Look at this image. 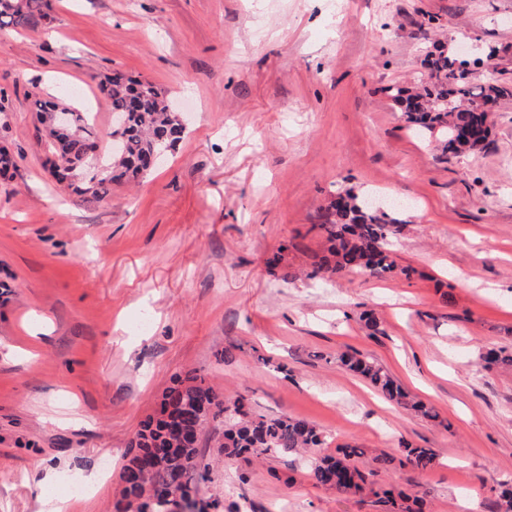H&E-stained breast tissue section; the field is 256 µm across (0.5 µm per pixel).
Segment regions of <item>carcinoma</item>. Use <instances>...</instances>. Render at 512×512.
Here are the masks:
<instances>
[{
    "label": "carcinoma",
    "mask_w": 512,
    "mask_h": 512,
    "mask_svg": "<svg viewBox=\"0 0 512 512\" xmlns=\"http://www.w3.org/2000/svg\"><path fill=\"white\" fill-rule=\"evenodd\" d=\"M51 0H0V28H36L51 20ZM465 61L444 52L430 55L428 77L416 88L391 86L389 96L402 112L411 133L438 143L441 156L471 154L486 145L491 133L486 109L512 94L497 82L479 86L456 80L455 70ZM109 100L114 124L107 136L112 150L93 161L84 159L86 146L101 140L88 112L78 107H62L33 85L27 90L31 110L46 130V164L57 182L68 183L86 198L102 201L112 192V184L137 182L151 170L150 157H163L176 149L186 127L178 113L171 111L166 95L153 83L115 71L100 83ZM65 112L68 122L60 126L56 115ZM401 220L368 207L352 191L334 195L321 209L317 228L325 234L326 248L313 263L311 277L326 274L367 272L376 277L391 276L397 270L392 243ZM348 368L364 378L390 400L418 416L437 419V414L410 395L382 367L359 354L343 358ZM194 405V413L182 423L190 433L201 436L212 411L224 413V457L266 459L295 455L311 458L310 476L319 485L336 488L354 496L371 495L382 512H419V498H410L391 489L375 487L380 470L390 467L425 471L435 462L430 448L403 445L398 457L384 452L361 469L357 459L365 450L349 444L326 451V440L309 423L280 415H254L245 410L242 399L224 404L213 386L195 374H187L182 384L166 395L163 411ZM171 424L166 416L146 422L134 437L136 453L124 468V496L137 503V512H160L153 502L160 488L186 489L191 469L196 466L198 445L177 446L169 437Z\"/></svg>",
    "instance_id": "obj_1"
}]
</instances>
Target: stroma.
Wrapping results in <instances>:
<instances>
[{
	"instance_id": "stroma-1",
	"label": "stroma",
	"mask_w": 512,
	"mask_h": 512,
	"mask_svg": "<svg viewBox=\"0 0 512 512\" xmlns=\"http://www.w3.org/2000/svg\"><path fill=\"white\" fill-rule=\"evenodd\" d=\"M52 21L0 30L11 102L0 146V512H38L99 474L74 512H136L123 470L143 421L189 371L224 399L308 421L361 466L403 444L433 449L424 472L379 485L424 512H490L512 482V97L476 153L440 159L386 93L425 78V54L466 48L474 82L512 85V0H52ZM119 70L184 116L173 155L101 202L50 176L31 85L91 112ZM350 189L412 202L394 243L411 276L309 272L314 228ZM373 316L377 330L365 325ZM380 364L439 415L386 400L340 362ZM221 419L199 441L206 512H379L315 483L288 458L225 459Z\"/></svg>"
}]
</instances>
